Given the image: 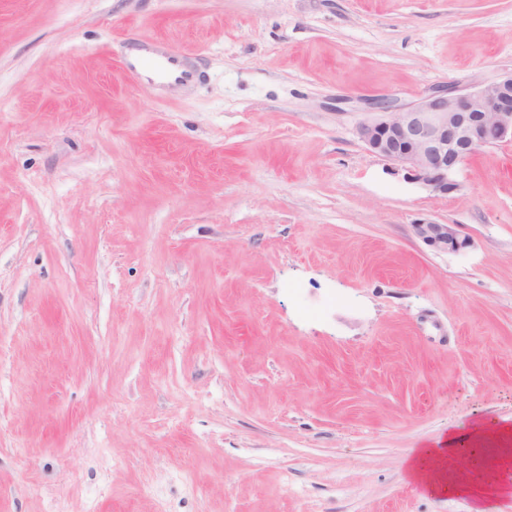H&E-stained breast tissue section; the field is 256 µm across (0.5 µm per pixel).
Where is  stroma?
Listing matches in <instances>:
<instances>
[{
	"label": "stroma",
	"instance_id": "stroma-1",
	"mask_svg": "<svg viewBox=\"0 0 512 512\" xmlns=\"http://www.w3.org/2000/svg\"><path fill=\"white\" fill-rule=\"evenodd\" d=\"M510 72L512 0H0V512H471L407 460L512 424V142L357 129ZM143 54L133 60L129 56L126 65L142 80L160 89L175 86H186L196 79V72L190 64L187 55L178 50L161 51L150 48H140ZM373 106L377 116L358 127L367 149L440 193L455 188L451 176L477 151L512 141V72L464 91L437 89L412 105ZM412 227L417 239L439 252L460 253L471 246V241L461 237L452 224L420 220Z\"/></svg>",
	"mask_w": 512,
	"mask_h": 512
}]
</instances>
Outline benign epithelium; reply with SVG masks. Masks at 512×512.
Wrapping results in <instances>:
<instances>
[{"label": "benign epithelium", "mask_w": 512, "mask_h": 512, "mask_svg": "<svg viewBox=\"0 0 512 512\" xmlns=\"http://www.w3.org/2000/svg\"><path fill=\"white\" fill-rule=\"evenodd\" d=\"M374 109L377 116L358 127L367 149L446 193L455 188L451 176L465 160L482 148L512 141V73L464 91L437 89L412 105L381 100ZM413 232L439 252L460 253L471 246L453 224L421 220Z\"/></svg>", "instance_id": "obj_1"}]
</instances>
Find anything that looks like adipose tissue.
<instances>
[{
  "instance_id": "obj_1",
  "label": "adipose tissue",
  "mask_w": 512,
  "mask_h": 512,
  "mask_svg": "<svg viewBox=\"0 0 512 512\" xmlns=\"http://www.w3.org/2000/svg\"><path fill=\"white\" fill-rule=\"evenodd\" d=\"M496 452L512 451V426L478 418L462 430H452L434 446L415 449L408 460L409 477L435 494H468L476 507L474 512H487L486 501L502 493L492 469L462 466L460 458L476 457L483 448Z\"/></svg>"
}]
</instances>
